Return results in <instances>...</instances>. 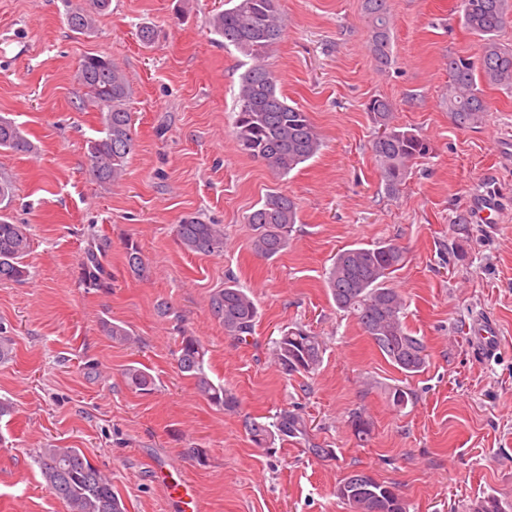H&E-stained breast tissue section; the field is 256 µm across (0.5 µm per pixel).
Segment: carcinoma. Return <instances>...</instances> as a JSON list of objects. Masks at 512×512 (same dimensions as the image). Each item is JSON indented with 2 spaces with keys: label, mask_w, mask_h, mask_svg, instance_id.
<instances>
[{
  "label": "carcinoma",
  "mask_w": 512,
  "mask_h": 512,
  "mask_svg": "<svg viewBox=\"0 0 512 512\" xmlns=\"http://www.w3.org/2000/svg\"><path fill=\"white\" fill-rule=\"evenodd\" d=\"M92 8L75 9L66 15V23L76 35H87L97 18L111 7L112 0H91ZM369 23V48L380 68L392 62V27L387 0H363ZM463 23L477 36L480 53L475 61L448 59V112L454 123L470 128L483 122L488 110L479 83L512 90V47L500 43L498 33L512 19V0H460ZM212 32L224 38L251 61L241 74L235 98L233 138L237 150L250 159L266 164L276 175L286 176L299 165L315 157L323 146L308 112L288 103L278 90L279 76L268 57L282 40L283 21L276 0H225L224 10L209 19ZM77 79L87 102L102 112L103 135L88 142V156L94 178L117 183L134 151L132 115L128 109L131 89L125 72L104 54L84 57ZM380 131L372 150L380 168L385 193L399 195L415 160L430 154L429 142L411 129L392 123L393 106L386 98H373L368 104ZM0 147L25 153L31 144L21 125L0 117ZM298 221V206L288 194H266L247 216L253 230L252 248L272 257L290 243ZM181 247L189 253L205 255L224 252V229L208 224L196 215H187L176 225ZM30 250L28 226L13 224L0 216V283L21 282L29 276L26 257ZM405 249L392 242L351 246L336 253L328 269L326 284L336 307L354 315L383 358L411 377L428 362V350L422 337L411 332L403 320L405 302L389 286L393 272L405 262ZM126 272L135 278L147 273L141 247L134 241L125 245ZM107 272L100 257L91 248L82 263V281L88 288H105ZM212 315L224 327V335L245 343L253 336L258 308L253 297L235 281L210 296ZM112 340L133 341L131 331L120 321H104ZM325 344L321 337L302 326L284 332L274 343L273 360L286 375L311 374L320 367ZM207 350L201 341L180 332L176 352L179 371L191 378L197 393L211 405L234 412L239 406L236 393L214 381L206 368ZM126 385L147 394L154 379L143 368L131 365L123 372ZM389 401L403 410L412 392L393 387ZM348 426L356 440L365 442L372 423L363 412H354ZM245 428L253 444L265 448L279 439L309 441V425L295 409L280 410L271 421L252 418ZM35 463L45 488L65 508V512H126L121 497L112 489V479L94 466L78 448H41ZM336 495L350 512H407V504L395 487L381 482L364 470H350L340 481Z\"/></svg>",
  "instance_id": "1"
}]
</instances>
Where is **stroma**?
Masks as SVG:
<instances>
[{"label": "stroma", "instance_id": "1", "mask_svg": "<svg viewBox=\"0 0 512 512\" xmlns=\"http://www.w3.org/2000/svg\"><path fill=\"white\" fill-rule=\"evenodd\" d=\"M394 61L379 69L369 50L363 0H277L285 19L269 63L279 89L308 112L320 154L280 177L240 154L231 135L245 58L211 33L224 0H112L88 36L66 14L90 0H0V116L27 132L33 149H0V175L15 186L7 215L30 227V277L0 283V512H64L33 456L51 445L81 449L109 474L127 512H183L155 479L190 482L203 512H350L336 487L350 469L394 484L409 512H473L483 497L512 506V91L487 85L482 124L458 127L448 112V60L476 57L459 0H388ZM159 38L146 46L143 25ZM106 54L131 88L135 150L122 181L90 172L87 143L103 129L85 104L76 73L89 54ZM384 97L393 122L426 138L398 197L385 194L372 151L378 130L368 102ZM295 198L299 221L288 248L265 258L252 247L246 217L267 193ZM498 212L478 223L476 198ZM188 214L224 227L219 256L184 251L175 227ZM137 241L149 275L124 269ZM394 241L404 265L390 284L406 302L405 323L424 337L430 360L408 377L389 364L356 319L338 310L325 285L332 258L352 245ZM102 248L112 279L85 288L82 262ZM254 298L255 334L225 336L209 298L227 277ZM117 319L137 344L112 341ZM493 320L496 354L471 329ZM304 326L326 343L319 369L284 378L272 362L282 331ZM208 350V373L238 395L237 412L210 405L179 372L180 332ZM144 366L156 388L126 385L127 365ZM413 394L404 410L386 393ZM299 407L313 441L334 449L317 458L303 446L255 447L245 417ZM364 410L368 442L348 420ZM205 449V463L185 456Z\"/></svg>", "mask_w": 512, "mask_h": 512}]
</instances>
